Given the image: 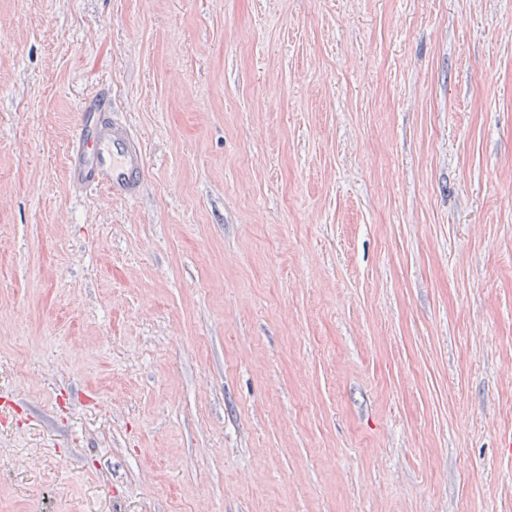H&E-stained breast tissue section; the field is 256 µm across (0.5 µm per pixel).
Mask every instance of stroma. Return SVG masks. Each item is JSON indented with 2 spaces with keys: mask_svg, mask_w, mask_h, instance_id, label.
Listing matches in <instances>:
<instances>
[{
  "mask_svg": "<svg viewBox=\"0 0 512 512\" xmlns=\"http://www.w3.org/2000/svg\"><path fill=\"white\" fill-rule=\"evenodd\" d=\"M508 439L512 0H0V512H512ZM145 154L126 123L112 117L109 101H85L71 144L68 175L80 188L99 187L113 198L133 200L144 183Z\"/></svg>",
  "mask_w": 512,
  "mask_h": 512,
  "instance_id": "1",
  "label": "stroma"
}]
</instances>
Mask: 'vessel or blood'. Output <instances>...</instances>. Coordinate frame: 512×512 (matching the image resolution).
Returning a JSON list of instances; mask_svg holds the SVG:
<instances>
[{"label": "vessel or blood", "instance_id": "obj_1", "mask_svg": "<svg viewBox=\"0 0 512 512\" xmlns=\"http://www.w3.org/2000/svg\"><path fill=\"white\" fill-rule=\"evenodd\" d=\"M145 154L126 123L112 116L107 99L81 107L78 131L71 144L68 175L80 188L99 187L117 199L138 197L144 183Z\"/></svg>", "mask_w": 512, "mask_h": 512}]
</instances>
